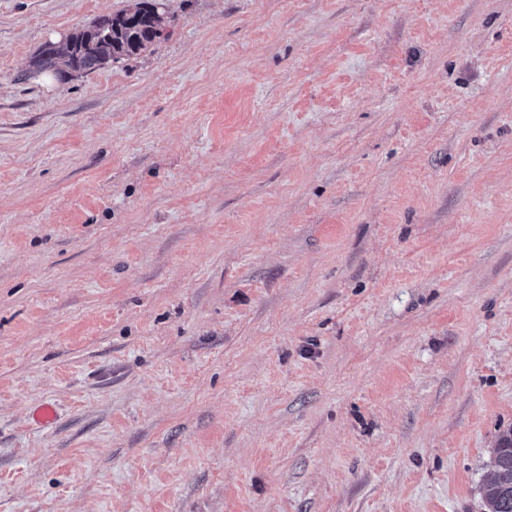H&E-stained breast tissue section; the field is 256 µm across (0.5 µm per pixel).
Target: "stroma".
<instances>
[{"label":"stroma","mask_w":512,"mask_h":512,"mask_svg":"<svg viewBox=\"0 0 512 512\" xmlns=\"http://www.w3.org/2000/svg\"><path fill=\"white\" fill-rule=\"evenodd\" d=\"M135 3L0 0V512H485L512 0H165L30 77ZM153 2L140 0L132 9L98 17L88 28L72 33L64 49L44 46L33 63L31 77L56 73L72 61L78 72H90L140 54L160 39L157 30L162 28L163 17L162 12H155Z\"/></svg>","instance_id":"stroma-1"}]
</instances>
